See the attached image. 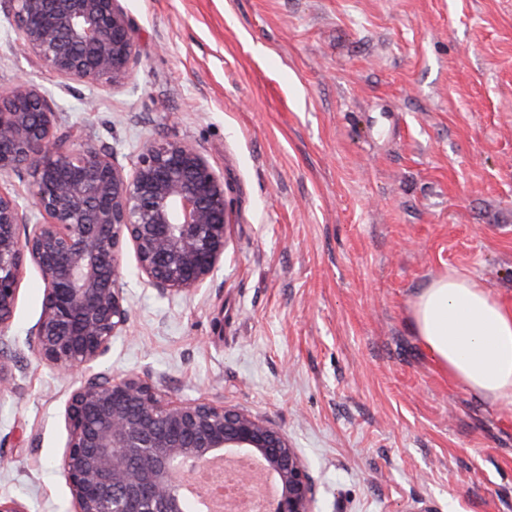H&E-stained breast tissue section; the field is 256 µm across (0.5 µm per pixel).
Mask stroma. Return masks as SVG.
Returning <instances> with one entry per match:
<instances>
[{
	"instance_id": "1",
	"label": "stroma",
	"mask_w": 512,
	"mask_h": 512,
	"mask_svg": "<svg viewBox=\"0 0 512 512\" xmlns=\"http://www.w3.org/2000/svg\"><path fill=\"white\" fill-rule=\"evenodd\" d=\"M122 90L49 78L0 8V92L24 79L78 143L124 165L197 146L224 178V265L158 298L126 256L127 335L96 371L258 415L304 459L315 512H512V407L417 336L416 297L456 274L512 306V0H124ZM27 269L4 349L0 495L70 512L72 380L29 331Z\"/></svg>"
}]
</instances>
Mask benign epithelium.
Segmentation results:
<instances>
[{
	"instance_id": "1",
	"label": "benign epithelium",
	"mask_w": 512,
	"mask_h": 512,
	"mask_svg": "<svg viewBox=\"0 0 512 512\" xmlns=\"http://www.w3.org/2000/svg\"><path fill=\"white\" fill-rule=\"evenodd\" d=\"M19 47L69 84L126 87L135 34L122 0H5ZM58 128L57 104L20 80L0 94V176L28 178L27 218L0 188V343L21 279L45 289L30 331L38 359L73 375L127 332L124 257L158 296L190 297L224 264L230 225L224 181L194 145L142 148L131 168L114 151ZM60 460L72 512H189V483L216 457L257 456L279 483L276 512H314L307 465L264 418L202 398L174 402L148 379L95 373L73 379Z\"/></svg>"
}]
</instances>
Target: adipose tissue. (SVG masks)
<instances>
[{
  "label": "adipose tissue",
  "instance_id": "ef3b65f1",
  "mask_svg": "<svg viewBox=\"0 0 512 512\" xmlns=\"http://www.w3.org/2000/svg\"><path fill=\"white\" fill-rule=\"evenodd\" d=\"M413 317L442 367L473 393L512 404V307L451 274L421 291Z\"/></svg>",
  "mask_w": 512,
  "mask_h": 512
}]
</instances>
